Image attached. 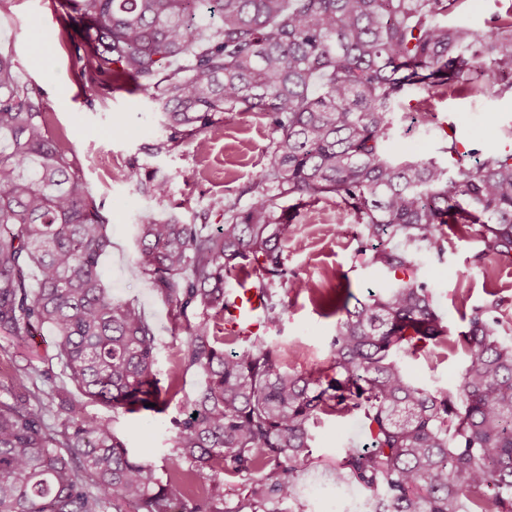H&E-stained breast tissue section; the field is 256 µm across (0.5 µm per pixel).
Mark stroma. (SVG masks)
I'll return each instance as SVG.
<instances>
[{
  "mask_svg": "<svg viewBox=\"0 0 512 512\" xmlns=\"http://www.w3.org/2000/svg\"><path fill=\"white\" fill-rule=\"evenodd\" d=\"M71 0H0V56L11 58L20 83L38 88L54 133L68 142L92 195L112 227V249L103 259L113 296L136 300L159 336L157 369L167 374L182 346L167 306L151 284L133 269L135 226L145 218H173L183 224H220L224 205H247L275 133L269 120L255 112H224L208 132V149L196 151L192 139L170 142L158 104L149 94L125 85L117 89H90L93 75L84 49V31L71 22ZM390 151L398 158H440L445 127H453L468 144L512 145V90L489 99L446 94L431 100L408 98L400 109ZM137 167L141 176L156 174L168 180V193L157 199L143 194L125 174ZM336 198L290 204L291 224L284 257L290 274L321 283L327 275L350 281L362 298L389 282L390 276L369 262L362 251L358 225L337 224ZM443 259H424L417 279L428 281L451 337L466 331L463 304L481 305L497 292L504 305L500 318L512 324V261L493 260L490 276L475 265L481 245L460 226L444 229ZM277 297L287 311L280 321L267 324L262 336L275 344L288 371L304 372L330 363V341L336 316L326 314L312 297L280 285ZM55 338L42 331L25 343L0 337V393L17 368L33 364L50 371L56 385L70 379L55 357ZM410 379L430 391L457 385L466 366L462 352L423 349L406 358ZM85 414L111 419L130 453L161 464L172 448L163 420L109 413L94 403ZM312 443L320 468L305 474L298 493L306 512H361L368 502L364 492L336 487L329 468L344 446L365 447L369 435L356 417H322Z\"/></svg>",
  "mask_w": 512,
  "mask_h": 512,
  "instance_id": "35a3bbf8",
  "label": "stroma"
}]
</instances>
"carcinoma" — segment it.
Wrapping results in <instances>:
<instances>
[{
    "instance_id": "cac0c4a2",
    "label": "carcinoma",
    "mask_w": 512,
    "mask_h": 512,
    "mask_svg": "<svg viewBox=\"0 0 512 512\" xmlns=\"http://www.w3.org/2000/svg\"><path fill=\"white\" fill-rule=\"evenodd\" d=\"M205 2L220 19L212 30ZM464 7L73 0L75 21L92 31L95 74L158 100L170 141L193 137L201 149L216 114L235 110L262 113L276 133L253 201L225 204L224 223L136 225V272L188 333L165 382L155 327L106 282L112 234L72 150L0 56V336L51 329L81 396L116 412L163 414L180 374L206 378L171 419L173 453L159 469L132 456L109 421L84 415L68 390L39 388L34 378L48 373L22 367L0 399V512H304L298 479L316 466L312 429L328 415L368 425V446L341 449L330 477L374 496L373 512H512V338L497 316L501 299L465 314L467 366L454 389L436 393L404 369L419 345L448 340L425 281L396 278L365 299L347 284L320 296L343 312L327 369L291 373L261 336L227 353L239 337L213 324L243 269L267 321L280 320L273 288L288 279L280 212L289 199H340L337 223L358 224L371 263L390 274L415 271L422 251L442 259L446 224L482 243L477 260L512 259V150L462 151L450 136L446 165L389 152L408 97L486 98L512 87V3L481 33L448 23ZM126 178L147 195L168 192L163 177L131 169ZM48 411L57 424L45 422ZM220 477L243 486L231 506Z\"/></svg>"
}]
</instances>
